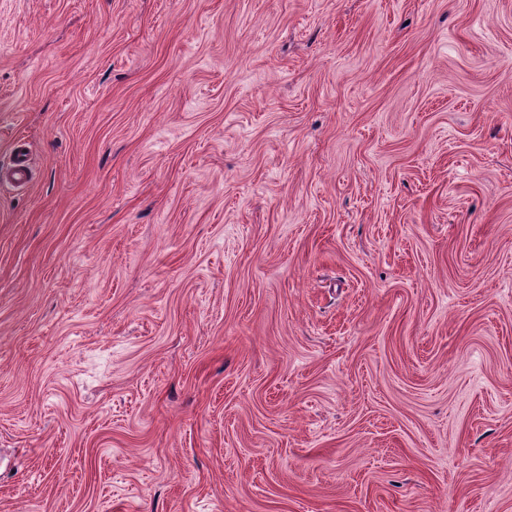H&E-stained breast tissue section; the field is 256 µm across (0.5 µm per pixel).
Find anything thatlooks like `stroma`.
<instances>
[{
	"mask_svg": "<svg viewBox=\"0 0 512 512\" xmlns=\"http://www.w3.org/2000/svg\"><path fill=\"white\" fill-rule=\"evenodd\" d=\"M0 512H512V0H0ZM29 181V165L23 150H18L12 158L7 173L2 175L0 183L22 186Z\"/></svg>",
	"mask_w": 512,
	"mask_h": 512,
	"instance_id": "stroma-1",
	"label": "stroma"
}]
</instances>
